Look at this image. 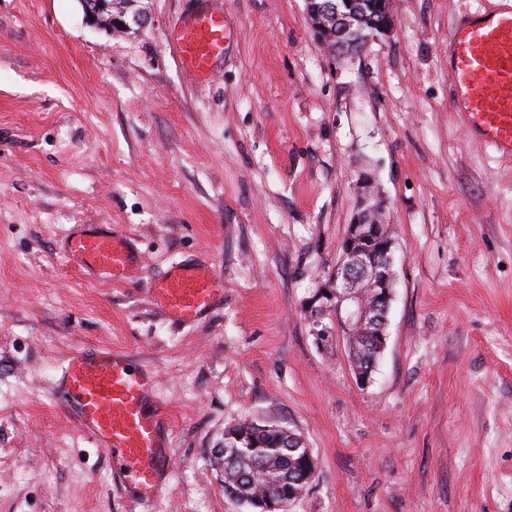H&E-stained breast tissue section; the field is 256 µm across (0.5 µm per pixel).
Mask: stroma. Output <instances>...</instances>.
I'll use <instances>...</instances> for the list:
<instances>
[{
  "label": "stroma",
  "mask_w": 512,
  "mask_h": 512,
  "mask_svg": "<svg viewBox=\"0 0 512 512\" xmlns=\"http://www.w3.org/2000/svg\"><path fill=\"white\" fill-rule=\"evenodd\" d=\"M113 35L80 0H0V512H141L54 395L82 347L152 371L174 467L151 512H243L211 451L248 419L301 434L316 473L289 512H512V162L466 136L448 32L488 0H394L389 34L330 57L305 0H141ZM223 11L214 72L180 19ZM375 173L394 227L388 339L358 385L327 289ZM138 260L111 282L83 227ZM206 266L223 298L183 324L152 283ZM68 248L81 267L100 271L110 280H123L133 267L127 242L121 236L78 233L70 238Z\"/></svg>",
  "instance_id": "35a3bbf8"
}]
</instances>
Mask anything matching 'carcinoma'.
Returning <instances> with one entry per match:
<instances>
[{
    "mask_svg": "<svg viewBox=\"0 0 512 512\" xmlns=\"http://www.w3.org/2000/svg\"><path fill=\"white\" fill-rule=\"evenodd\" d=\"M107 5L97 13V21L104 30L112 26V17L128 10V0H105ZM367 0H356L357 19L348 31L338 32L334 14L323 9L327 0H307L306 8L318 15V23L328 36L341 42L357 40L361 28L371 27L379 15L371 12ZM377 329L367 324L348 332L349 355L355 376H371L384 350ZM224 449L213 454L224 478V493L236 501H258L278 504L282 500H296L314 476L302 436L285 427L238 421L224 429V439L217 444Z\"/></svg>",
    "mask_w": 512,
    "mask_h": 512,
    "instance_id": "carcinoma-1",
    "label": "carcinoma"
}]
</instances>
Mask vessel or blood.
<instances>
[{"label":"vessel or blood","instance_id":"1","mask_svg":"<svg viewBox=\"0 0 512 512\" xmlns=\"http://www.w3.org/2000/svg\"><path fill=\"white\" fill-rule=\"evenodd\" d=\"M224 40L223 17L203 9L184 16L175 31L181 64L200 75H211ZM448 75L453 106L467 133L512 159V0L470 12L454 24L448 33ZM68 248L81 267L111 280L124 279L133 266L120 236L78 233ZM150 292L169 317L184 323L199 321L223 294L202 267L175 271ZM57 393L82 433L106 450L133 502H153L171 462L164 403L153 375L132 369L126 353L79 349L67 357Z\"/></svg>","mask_w":512,"mask_h":512}]
</instances>
